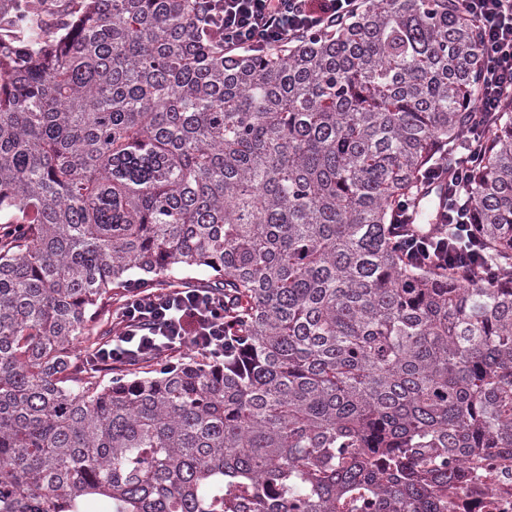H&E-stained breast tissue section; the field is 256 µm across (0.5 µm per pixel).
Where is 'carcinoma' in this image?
I'll list each match as a JSON object with an SVG mask.
<instances>
[{
    "instance_id": "cac0c4a2",
    "label": "carcinoma",
    "mask_w": 512,
    "mask_h": 512,
    "mask_svg": "<svg viewBox=\"0 0 512 512\" xmlns=\"http://www.w3.org/2000/svg\"><path fill=\"white\" fill-rule=\"evenodd\" d=\"M199 0H0V512H448L449 455L512 449V108L471 175L497 275L393 239L469 127L459 0H364L224 60ZM224 293V360L125 365L135 283Z\"/></svg>"
}]
</instances>
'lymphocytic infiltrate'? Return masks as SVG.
<instances>
[{"instance_id": "f902f5d3", "label": "lymphocytic infiltrate", "mask_w": 512, "mask_h": 512, "mask_svg": "<svg viewBox=\"0 0 512 512\" xmlns=\"http://www.w3.org/2000/svg\"><path fill=\"white\" fill-rule=\"evenodd\" d=\"M220 2L215 30L230 55L284 49L303 37L327 31L359 12L363 0H201L203 7ZM474 22L482 67L474 110L477 122L462 136L455 162L429 168L426 183L445 182L439 231L418 232L412 220L414 202H399L393 218L407 260L416 266L453 265L464 275L492 274L480 244L469 236L472 215L471 172L484 150V129L512 105V0H462ZM224 295L210 288L181 285L152 291L129 287L112 312V335L94 353L93 366L136 365L155 351L171 355L184 347L212 358L224 356Z\"/></svg>"}]
</instances>
